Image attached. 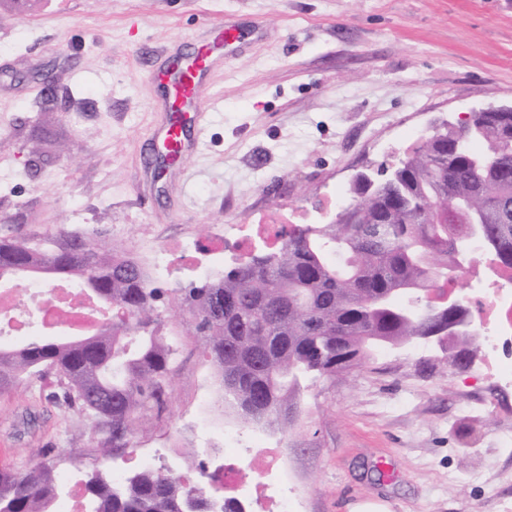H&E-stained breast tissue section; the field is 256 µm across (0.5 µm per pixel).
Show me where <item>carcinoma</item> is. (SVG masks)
<instances>
[{"mask_svg":"<svg viewBox=\"0 0 512 512\" xmlns=\"http://www.w3.org/2000/svg\"><path fill=\"white\" fill-rule=\"evenodd\" d=\"M465 139L488 167L472 168L460 148ZM463 202L482 219V250L512 270V112H479L469 127L433 135L335 223L292 224L274 247L181 289L188 333L201 339L243 422L285 426L301 381L349 370L377 345L441 334L455 322L460 314L446 308L423 319L411 311L443 282L466 229L448 217V205ZM19 267L111 300L112 320L91 336H33L0 347V391L49 379L57 406L101 436L102 455L131 447L161 411L173 377L180 340L160 333L168 289L96 233L26 234L1 224L0 275ZM64 495L49 466L0 469V512H55ZM85 499L88 512L212 509L185 474L162 467L121 486L92 477Z\"/></svg>","mask_w":512,"mask_h":512,"instance_id":"cac0c4a2","label":"carcinoma"}]
</instances>
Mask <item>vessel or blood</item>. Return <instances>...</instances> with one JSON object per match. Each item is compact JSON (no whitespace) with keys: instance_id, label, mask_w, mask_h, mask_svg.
Returning a JSON list of instances; mask_svg holds the SVG:
<instances>
[{"instance_id":"1","label":"vessel or blood","mask_w":512,"mask_h":512,"mask_svg":"<svg viewBox=\"0 0 512 512\" xmlns=\"http://www.w3.org/2000/svg\"><path fill=\"white\" fill-rule=\"evenodd\" d=\"M242 38L236 26H224L211 40L197 44L192 53L168 56L164 66L154 71L153 77L167 97L178 104L177 110L166 113L152 132L156 151L165 152L167 160L198 145L210 64L216 53L231 55L239 51Z\"/></svg>"}]
</instances>
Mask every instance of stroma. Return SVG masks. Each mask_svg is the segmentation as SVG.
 Returning <instances> with one entry per match:
<instances>
[{"label":"stroma","instance_id":"35a3bbf8","mask_svg":"<svg viewBox=\"0 0 512 512\" xmlns=\"http://www.w3.org/2000/svg\"><path fill=\"white\" fill-rule=\"evenodd\" d=\"M229 23L250 37L212 66L200 144L154 178L142 156L164 117L159 54ZM47 68L69 111L39 110L32 76ZM490 102H512V0H40L25 17L0 11V223L95 232L134 257L167 249L159 283L180 288L247 255L210 253L217 225L329 223L356 174ZM185 319L169 303L174 381L135 442L168 449L173 469L188 453L209 461L220 438L197 433L198 376L220 381ZM294 402L263 445L298 512H512V387L430 343L377 347ZM98 442L47 389L0 392V467H129L130 450L105 457Z\"/></svg>","mask_w":512,"mask_h":512}]
</instances>
